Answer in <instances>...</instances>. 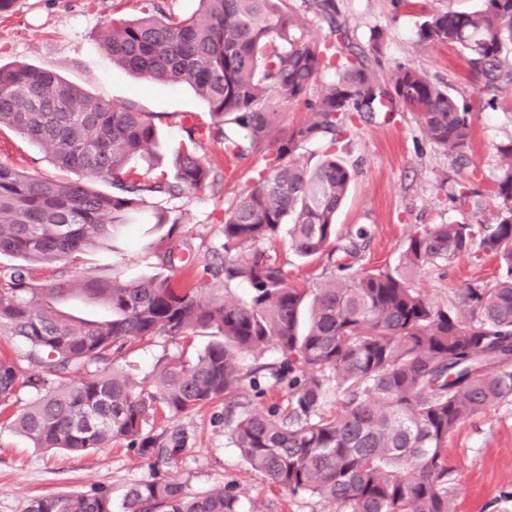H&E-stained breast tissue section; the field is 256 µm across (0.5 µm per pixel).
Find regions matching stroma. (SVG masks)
I'll use <instances>...</instances> for the list:
<instances>
[{
    "label": "stroma",
    "instance_id": "stroma-1",
    "mask_svg": "<svg viewBox=\"0 0 512 512\" xmlns=\"http://www.w3.org/2000/svg\"><path fill=\"white\" fill-rule=\"evenodd\" d=\"M354 45L368 49L373 31L383 30L374 70L387 80L399 65H409L450 92L475 114L473 139L466 162L455 161L422 132L415 111L398 104L393 111L355 116L338 150L355 171L350 193L336 214V233L345 237L366 228L368 242L361 267L383 269L398 264L408 237L432 224H480L497 207L490 188L499 166L497 147L512 139V83L487 89L471 74L454 48L422 43L417 28L424 17L447 10H473L479 0H336ZM149 0H17L12 12L0 16V62H27L47 67L94 95L117 104L129 103L157 116L160 162L180 147L179 117L185 113L209 121L205 101L184 85L148 82L113 67L98 41L101 28L114 17L136 19ZM203 161L225 166V177L168 201L166 208L180 221L182 238L199 254L222 253L224 211L249 185V171L262 167L261 156L237 165L225 164L218 148L204 141L197 148ZM0 163L21 171L54 175L45 151L20 134L0 129ZM478 172L475 201L459 205L449 197L455 180ZM162 236L152 209L140 212L125 230L119 252L96 250L78 266L35 267V282L70 278L74 272L107 278L119 274L135 280L170 273L156 256ZM270 253L291 271L300 286L316 288L332 274L327 257L299 259L280 238ZM494 258L464 255L443 269L426 271L416 285L434 305L459 300L471 283L495 280ZM209 334L190 338L156 336L132 343L121 367L138 377L150 376L169 358H192L210 342ZM246 409H265L270 400L242 382L231 400H218L174 418H160L153 432L161 444L179 435L182 450L178 472L190 491L231 485L243 512H330L320 499L292 495L273 486L252 469L231 438L229 402ZM448 464L453 468L456 512H512V400L502 402L462 423L448 438ZM152 456L115 445L89 455L49 456L16 433L0 417V512H26L32 499L61 492H109L120 498L134 483L150 478Z\"/></svg>",
    "mask_w": 512,
    "mask_h": 512
}]
</instances>
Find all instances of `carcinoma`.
<instances>
[{
    "instance_id": "cac0c4a2",
    "label": "carcinoma",
    "mask_w": 512,
    "mask_h": 512,
    "mask_svg": "<svg viewBox=\"0 0 512 512\" xmlns=\"http://www.w3.org/2000/svg\"><path fill=\"white\" fill-rule=\"evenodd\" d=\"M307 2L343 33L336 0ZM418 36L458 47L474 77L494 85L512 68V0L429 15ZM99 41L113 65L193 88L212 121L182 122L185 143L170 169L146 176L130 161L153 157L157 115L88 94L46 67L0 64V128L19 133L71 174L33 176L0 164V256L17 260L0 271V334L23 339L26 360L36 367L24 377L18 360L0 351V412L32 389L36 399L16 411L12 424L33 447L92 453L125 442L156 454L168 475L127 489L122 512H241L229 487L188 491L177 470L180 448L156 445L149 421L227 397L244 378L235 355L272 348L280 361L268 370L287 406L248 411L232 431L251 467L338 512H455L448 436L512 399V139L497 146L498 207L489 223L422 228L410 235L399 265L355 271L367 243L361 228L334 247L352 259L336 264L344 275L308 291L291 283L266 244L285 232L306 260L332 244L337 210L354 179L336 145L354 114L401 102L417 111L428 140L460 158L470 148L474 114L410 66L393 70L383 88L368 53L307 39L288 0H199L186 19L158 4L136 20L112 19ZM327 70L335 79L310 98ZM289 101L303 104L306 117L283 132L279 108ZM203 140L235 160L271 150L225 211L224 258L205 264L222 284L216 292L176 288L168 276L32 282L30 266L115 250L125 226L149 204L216 180L215 167L196 153ZM309 145L321 149L312 167L300 161ZM95 180L110 190L94 188ZM154 218L167 227L162 265L177 271L201 263L187 243L173 241L178 219L162 207ZM476 253L495 257L500 274L491 284L468 285L461 305L437 307L412 285L418 273ZM240 283L249 287L245 299L235 294ZM70 296L106 308L111 318L64 314L55 303ZM202 331L212 336L203 351L166 361L149 379L107 368L134 341ZM86 362L105 368L71 378ZM333 391L341 404L327 411ZM26 512L114 510L106 492L54 493L33 499Z\"/></svg>"
}]
</instances>
